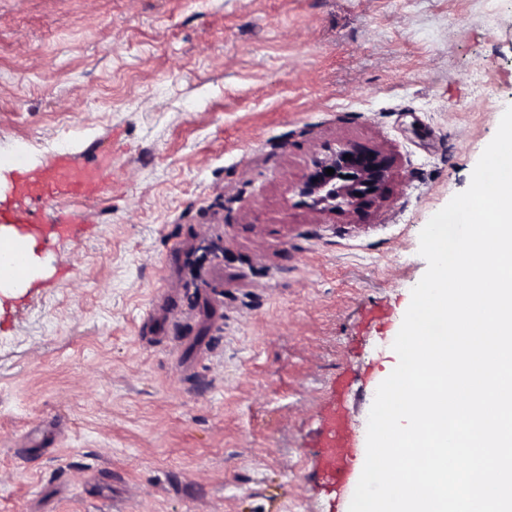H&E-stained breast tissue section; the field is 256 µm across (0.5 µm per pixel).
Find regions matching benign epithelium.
Returning a JSON list of instances; mask_svg holds the SVG:
<instances>
[{
  "mask_svg": "<svg viewBox=\"0 0 512 512\" xmlns=\"http://www.w3.org/2000/svg\"><path fill=\"white\" fill-rule=\"evenodd\" d=\"M328 168L334 174H326ZM391 169L392 157L384 149L349 143L314 159L295 191L312 207L361 211L385 197Z\"/></svg>",
  "mask_w": 512,
  "mask_h": 512,
  "instance_id": "obj_1",
  "label": "benign epithelium"
}]
</instances>
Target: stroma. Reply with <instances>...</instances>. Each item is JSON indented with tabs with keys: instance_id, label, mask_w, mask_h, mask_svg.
<instances>
[{
	"instance_id": "35a3bbf8",
	"label": "stroma",
	"mask_w": 512,
	"mask_h": 512,
	"mask_svg": "<svg viewBox=\"0 0 512 512\" xmlns=\"http://www.w3.org/2000/svg\"><path fill=\"white\" fill-rule=\"evenodd\" d=\"M510 106L512 0H0V178L112 181L0 298V512H349L322 416L365 447L419 234ZM348 143L385 198L311 210ZM345 155L351 159H344ZM392 165V157L384 149L349 143L314 159L295 191L310 199L311 203H305L312 207L323 204L329 209L361 211L385 197ZM327 168L334 169V174L327 175ZM313 468L326 478L328 483L336 488L346 486L358 475L353 467V444L346 433L343 417L334 409L326 418Z\"/></svg>"
}]
</instances>
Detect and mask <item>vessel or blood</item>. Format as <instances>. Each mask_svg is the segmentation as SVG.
Here are the masks:
<instances>
[{
	"mask_svg": "<svg viewBox=\"0 0 512 512\" xmlns=\"http://www.w3.org/2000/svg\"><path fill=\"white\" fill-rule=\"evenodd\" d=\"M109 189L110 182L103 171L95 167L77 168L74 157L67 153L55 155L53 161L37 174L22 180L17 186L21 200L10 216L11 222L22 229L21 234L11 241V256L17 276H24L26 272L27 231L37 227L50 232L64 224L70 234H77L78 225L68 224L59 208L60 202L75 197L94 200ZM319 446L313 468L331 486L342 487L356 478L352 442L339 411H332L327 416Z\"/></svg>",
	"mask_w": 512,
	"mask_h": 512,
	"instance_id": "obj_1",
	"label": "vessel or blood"
}]
</instances>
